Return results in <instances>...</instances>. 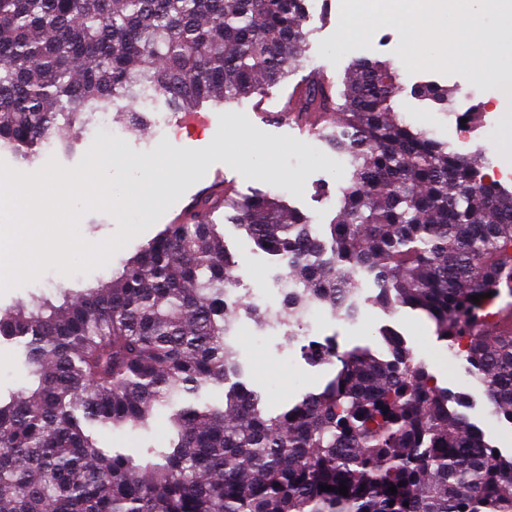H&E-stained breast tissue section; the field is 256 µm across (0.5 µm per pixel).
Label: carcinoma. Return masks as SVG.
Wrapping results in <instances>:
<instances>
[{
	"label": "carcinoma",
	"instance_id": "carcinoma-1",
	"mask_svg": "<svg viewBox=\"0 0 512 512\" xmlns=\"http://www.w3.org/2000/svg\"><path fill=\"white\" fill-rule=\"evenodd\" d=\"M306 18L307 0H0V143L30 162L98 113L133 128L150 104L198 112L260 95L298 61ZM397 91L390 63L363 60L343 91L314 74L289 97L352 167L331 224L278 195L225 188L200 204L232 210L224 220L277 257L291 290L275 314L235 295L224 236L194 212L111 282L0 312L33 377L0 403V512H512V456L494 455L449 406L463 397L390 332L387 359L310 341L308 358L338 369L276 414L242 382L240 314L274 319L291 345L313 307L359 314L366 277L368 301L424 312L512 422V305L493 327L482 315L512 296V191L399 122ZM227 383L222 404L205 400ZM160 406L164 447L98 446L94 428L147 429Z\"/></svg>",
	"mask_w": 512,
	"mask_h": 512
}]
</instances>
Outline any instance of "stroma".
<instances>
[{
  "instance_id": "35a3bbf8",
  "label": "stroma",
  "mask_w": 512,
  "mask_h": 512,
  "mask_svg": "<svg viewBox=\"0 0 512 512\" xmlns=\"http://www.w3.org/2000/svg\"><path fill=\"white\" fill-rule=\"evenodd\" d=\"M318 2V9L306 24L309 35L301 48L299 66L287 83L269 88L264 95L209 110L211 123L198 134L172 133L173 113H150L147 128L122 129L121 139L111 154L112 161L106 167L107 174L113 177L121 172L128 173L136 184L145 180L144 165L155 160L157 154H169L174 165L195 155L199 158L196 169L164 188L163 203L169 204L182 197L188 184L203 180L209 169L220 167L227 184L239 195L279 193L313 223H330L339 210L341 190L351 175L349 164L326 148L318 138L317 128L295 122L274 125L266 122L264 115L281 110L292 85L310 72H319L339 90L359 61L395 60V49L401 38L394 28L384 27L375 33L371 48L338 49L340 0ZM398 74L399 91L394 110L399 119L472 158L483 173H503L506 160L512 158V97H503L499 86L481 75L470 82L460 73L444 75L419 71L411 74L402 67ZM429 84L451 89L447 104L420 97V88ZM473 111L478 114L477 121L470 123L467 129H460L459 122L464 114ZM96 138L94 130L80 132L67 145L45 148L31 164L4 149L0 151V161L24 174L37 172L52 159L71 168L79 163ZM243 156L249 159L245 170L237 164ZM219 230L241 276L238 295L252 300L264 297L272 310H280L282 296L273 281L270 256L255 245L242 227L223 220ZM155 234V229L151 228L134 237L106 266L87 274L64 275L56 268H49L37 280L0 294V309L34 296L54 299L60 290L77 292L110 280L122 262ZM386 329L399 335L405 346L412 349L439 387L455 395H469L470 403L464 412L470 422L480 428L487 441L503 455H511L512 423L491 414L479 383L469 372L468 363L457 358L447 342L438 338L423 312L409 307L392 312L368 301L362 304L356 322L343 321L326 312L305 329L304 334L319 342L333 340L343 351L361 346L383 353L387 346L381 333ZM234 341L247 369L248 389L261 392L268 411L273 413L300 401L306 393L322 391L336 373L335 366L317 365L308 360L301 342L286 345L280 333L267 332L246 317L240 318ZM30 384L28 368L17 348L0 341V398L10 399ZM168 416V410L162 408L150 428H129L121 432L101 429L96 438L102 447L119 448L137 456L143 448L163 445Z\"/></svg>"
}]
</instances>
